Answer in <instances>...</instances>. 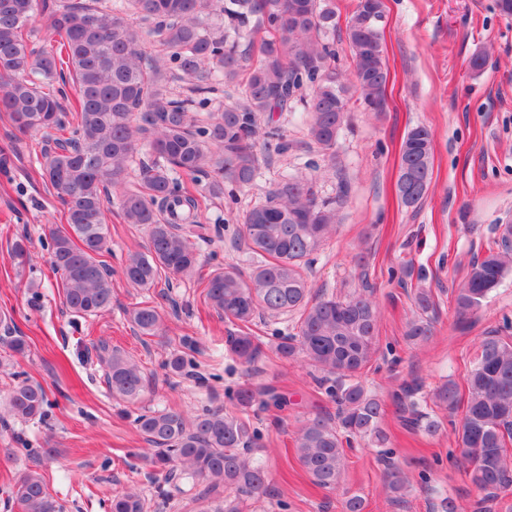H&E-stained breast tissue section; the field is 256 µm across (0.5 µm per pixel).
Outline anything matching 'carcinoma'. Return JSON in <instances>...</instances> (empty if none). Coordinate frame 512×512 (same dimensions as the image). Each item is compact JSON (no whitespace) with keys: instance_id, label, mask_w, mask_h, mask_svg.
I'll return each mask as SVG.
<instances>
[{"instance_id":"1","label":"carcinoma","mask_w":512,"mask_h":512,"mask_svg":"<svg viewBox=\"0 0 512 512\" xmlns=\"http://www.w3.org/2000/svg\"><path fill=\"white\" fill-rule=\"evenodd\" d=\"M384 11V0H356L345 27L355 91L371 112L385 110L390 79L379 29ZM130 15L147 24L145 32L129 23ZM336 29L335 0H0V112L18 133L41 132L49 139L40 168L64 208L65 223L47 226L44 236L70 312L84 317L112 307V273L99 259L107 244L111 193L118 194L124 223L148 228L147 245L129 251L123 275L135 288H153L195 270L192 238L202 237V204L255 180L261 123L271 141L279 137L274 113L301 107L310 113L311 141L324 151L332 148L348 118L350 91L336 65ZM42 31L52 45H37ZM215 78L234 86V102L212 105ZM174 81L185 97H167ZM69 83L76 98L68 105ZM433 144L425 125L409 129L402 141L397 194L406 206L417 205L430 189ZM143 145L154 160L131 183L129 170ZM178 172L192 176L195 188L175 177ZM335 224V202L318 199L303 175L284 178L244 217L241 238L264 261L247 276L218 268L200 286L205 304L236 326L225 339L227 355L247 367L262 355L263 341L252 330L255 316H297L292 332L275 336V354L311 362L322 373L317 385L336 404L333 415L301 421L295 439L299 464L316 487L336 491L344 445L363 442L384 464L387 494L398 504L410 483L390 447L381 401L358 379L378 353L379 310L365 286L344 297L314 298L304 276V264ZM511 238L512 224L502 225L494 245L470 264L453 292L459 317L475 315L512 273ZM10 256L17 267L26 264L27 238L15 240ZM413 304L405 336L424 343L433 335L431 290L415 288ZM128 315L139 334L158 335L162 321L155 307L136 306ZM184 345L187 352L168 362L179 375L193 366L188 353L197 350L189 337ZM99 357L112 396L142 400L149 383L138 364L105 344ZM419 390L405 386L395 402L406 427L434 437L444 422L424 410L427 400ZM228 399L237 411L204 408L189 417L163 409L135 418L149 445L141 458L165 483L186 476L206 493L220 486L232 492L214 512H241L244 501L272 494L262 462L268 448L249 412L286 405L271 385L242 386L228 392ZM431 400L450 415L462 412L458 443L483 501L511 491L512 339L483 337L463 384L446 381ZM49 405L42 385L23 381L8 393L6 413L20 421L43 419ZM13 494L24 512H58L37 471L20 475ZM342 495V512H364L362 496L346 490ZM111 512H146V500L135 490L120 491Z\"/></svg>"}]
</instances>
